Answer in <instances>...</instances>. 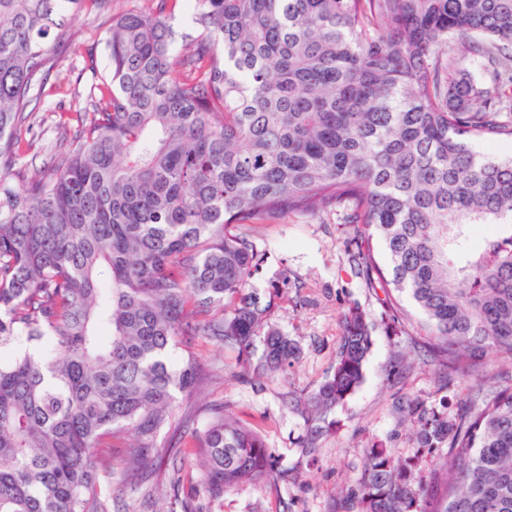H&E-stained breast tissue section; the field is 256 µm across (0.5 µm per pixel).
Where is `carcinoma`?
Segmentation results:
<instances>
[{"label":"carcinoma","instance_id":"1","mask_svg":"<svg viewBox=\"0 0 512 512\" xmlns=\"http://www.w3.org/2000/svg\"><path fill=\"white\" fill-rule=\"evenodd\" d=\"M82 2L0 0V512H107L99 440L128 432L127 471L166 473L168 512H195L168 434L203 412L183 447L211 497L287 478L231 403H198L209 378L173 351L204 336L243 383L286 373L299 349L250 288L263 254L239 226L338 208L390 319L466 394L452 416L406 400L417 452L364 449L332 512H512V386L483 379L512 359V157L472 147L512 139V0H184L180 34L157 0L104 22L106 72L91 54L94 81L66 80L81 106L35 164L49 50ZM371 347L350 310L293 404L307 455Z\"/></svg>","mask_w":512,"mask_h":512}]
</instances>
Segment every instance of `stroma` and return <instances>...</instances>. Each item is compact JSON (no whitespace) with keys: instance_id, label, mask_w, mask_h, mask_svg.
<instances>
[{"instance_id":"35a3bbf8","label":"stroma","mask_w":512,"mask_h":512,"mask_svg":"<svg viewBox=\"0 0 512 512\" xmlns=\"http://www.w3.org/2000/svg\"><path fill=\"white\" fill-rule=\"evenodd\" d=\"M149 8V0H111L101 6L85 0L81 10L67 14L66 25L77 31L72 45L55 51L56 69L69 74L81 68L87 50H95L99 65H106L103 45L95 44L96 16L121 14L132 7ZM350 228L340 217H286L265 224L253 240L265 261L251 285L263 296L274 295L273 320L298 345L299 360L278 381L251 385L235 373L236 354L197 339L193 350L211 381L205 393L209 406L232 402L238 416L259 429L269 448L279 456L292 478L248 484L215 499L197 490V512H330L339 491L355 485L364 468V449L375 443L393 449L399 457L412 456L416 447L398 412L399 402L419 398L446 402L456 411L459 388H440L437 368L415 350L409 337L395 334L381 292L369 288L349 261ZM362 311L370 325L373 346L361 386L337 408L334 432L318 441V459L309 462L301 442L303 418L287 408L289 397L315 389L336 355L345 313ZM112 459V484L117 491L109 512H158L156 492L124 482L123 450L104 438Z\"/></svg>"}]
</instances>
